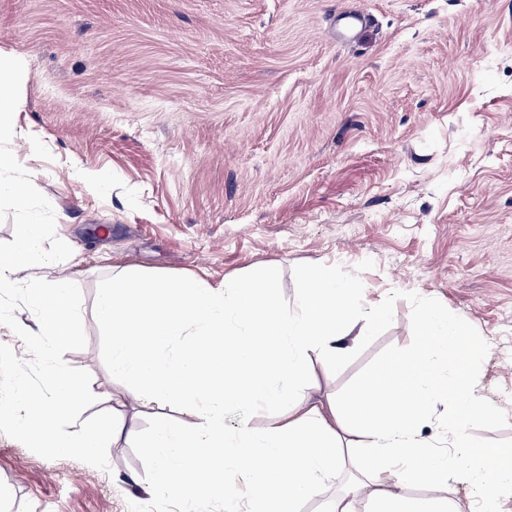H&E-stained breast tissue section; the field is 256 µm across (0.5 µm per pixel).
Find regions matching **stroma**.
Listing matches in <instances>:
<instances>
[{"label":"stroma","instance_id":"1","mask_svg":"<svg viewBox=\"0 0 512 512\" xmlns=\"http://www.w3.org/2000/svg\"><path fill=\"white\" fill-rule=\"evenodd\" d=\"M373 20L336 40L334 15ZM0 53L25 70L12 175L35 178L26 210L0 199V260L22 280L68 277L82 323L64 363L87 390L82 415L112 411L114 377L96 297L113 270L222 282L269 267L282 308L301 274L359 279L386 319L341 362L311 357L305 380L346 396L415 344L420 309L462 320L480 352L494 417L474 435L512 446V0H0ZM46 225L49 269L14 252ZM0 399L19 363L47 378L25 289L0 297ZM90 464L28 448L0 424V512H132L160 506L142 444L189 402L148 406ZM241 401L229 428L282 419Z\"/></svg>","mask_w":512,"mask_h":512}]
</instances>
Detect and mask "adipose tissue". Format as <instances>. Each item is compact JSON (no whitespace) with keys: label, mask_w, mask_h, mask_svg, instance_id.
Listing matches in <instances>:
<instances>
[{"label":"adipose tissue","mask_w":512,"mask_h":512,"mask_svg":"<svg viewBox=\"0 0 512 512\" xmlns=\"http://www.w3.org/2000/svg\"><path fill=\"white\" fill-rule=\"evenodd\" d=\"M22 285L15 266L0 262V295ZM23 286L39 314L48 384L33 391L26 368H18L10 396L0 401V418H13L34 451L49 447L97 460L124 432V402L114 398L111 416L95 424L82 420L85 391L61 360L81 336L70 281L56 276ZM273 286L259 266L249 278L218 285L197 277L150 283L123 270L100 289L96 312L110 336L113 376L128 380L139 398L186 400L195 411L191 429L162 420L145 443L156 495L169 499L176 488L185 500L203 495L223 503L224 512H294L298 498L322 492L346 473L350 479L328 512H448L447 502L403 493L411 482L448 480L474 486L480 512H499L501 500L512 497V448L470 433L493 409L478 390L474 358L460 352L459 320L446 309L423 307L420 343L411 353L394 355L345 400L324 398L300 388L308 355L342 361L383 314L362 305L363 285L351 277L304 273L294 314L281 307ZM177 336L186 337L185 347L177 357L164 356ZM243 393L280 404L286 421L228 431L224 408ZM440 401L452 408L443 448L415 427ZM63 419L70 432L56 431ZM487 459L493 468L484 467ZM230 473L249 485V500L236 496Z\"/></svg>","instance_id":"1"}]
</instances>
